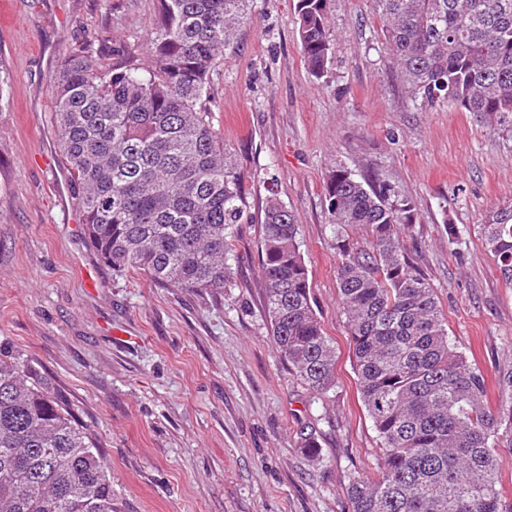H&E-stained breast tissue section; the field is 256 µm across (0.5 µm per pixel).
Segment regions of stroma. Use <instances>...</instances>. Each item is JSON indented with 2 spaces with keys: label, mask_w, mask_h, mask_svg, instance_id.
Listing matches in <instances>:
<instances>
[{
  "label": "stroma",
  "mask_w": 512,
  "mask_h": 512,
  "mask_svg": "<svg viewBox=\"0 0 512 512\" xmlns=\"http://www.w3.org/2000/svg\"><path fill=\"white\" fill-rule=\"evenodd\" d=\"M296 0H254L211 75L213 126L244 176L224 291L117 273L88 244L57 145L50 77L69 56L150 57L161 0H0V338L39 368L96 438L115 512H350L379 440L357 390L324 183L336 165L379 177L418 214L405 246L437 292L452 342L490 386L512 369V285L479 225L512 209V138L474 113L411 98L374 0H327L334 53L311 76ZM290 208L335 388L307 390L277 353L259 280L263 211ZM457 238H449V227ZM315 430L320 461L295 446Z\"/></svg>",
  "instance_id": "1"
}]
</instances>
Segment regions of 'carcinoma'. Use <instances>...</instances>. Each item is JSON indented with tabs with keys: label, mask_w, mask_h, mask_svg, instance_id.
Returning <instances> with one entry per match:
<instances>
[{
	"label": "carcinoma",
	"mask_w": 512,
	"mask_h": 512,
	"mask_svg": "<svg viewBox=\"0 0 512 512\" xmlns=\"http://www.w3.org/2000/svg\"><path fill=\"white\" fill-rule=\"evenodd\" d=\"M254 0H164L151 63L67 58L50 77L54 128L74 175L87 238L116 272L203 293L231 276L244 178L224 151L206 99L216 63ZM391 62L409 92L476 112L512 136V0H376ZM297 33L312 76L332 58L326 0H297ZM331 222L372 239L336 238V282L360 397L380 439L378 474H354L352 512H507L497 448L512 434V370L487 405L482 372L451 343L440 301L404 244L417 221L380 179L338 165L325 182ZM292 210L268 201L260 273L280 357L307 389L336 384V360L313 307ZM512 284V210L480 225ZM296 447L321 456L316 434ZM0 512H114L112 481L91 433L42 375L0 341Z\"/></svg>",
	"instance_id": "obj_1"
}]
</instances>
